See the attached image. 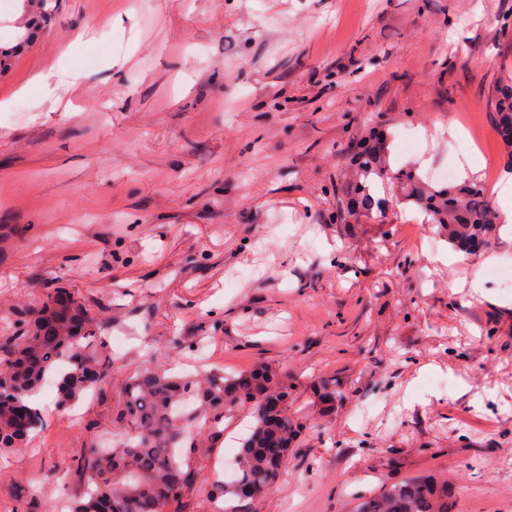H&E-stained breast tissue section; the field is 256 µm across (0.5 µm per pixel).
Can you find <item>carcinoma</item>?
<instances>
[{"label": "carcinoma", "instance_id": "cac0c4a2", "mask_svg": "<svg viewBox=\"0 0 512 512\" xmlns=\"http://www.w3.org/2000/svg\"><path fill=\"white\" fill-rule=\"evenodd\" d=\"M36 6L15 42L0 49L21 52L32 44L50 16L51 0H23ZM512 125V83L499 89L495 128ZM388 134L366 129V145L353 154L352 179L336 184L333 219H359L373 212L412 202L430 224L448 235V242L470 252L488 242L498 224L483 186L463 182L432 186L412 168L393 170L385 156ZM393 187L387 199L373 194L375 180ZM50 289L39 304L18 313L12 334L0 338V451H19L44 427L42 411L31 398L49 373L59 376L57 405L69 408L91 390L112 383V358L101 327L86 304L73 296L56 307ZM288 375L259 365L232 375L174 374L158 366L136 371L122 385L112 419V446L91 445L73 456L74 492L67 512H188L190 500L202 490L209 512H237L234 506L266 493L284 473L289 453L306 422L288 408L269 409L266 399L288 400ZM324 409L336 401V383L325 380L317 393ZM247 409L252 432L237 454L238 475L227 484L213 477L200 456L224 439V420ZM283 444L278 460L267 443ZM353 512H448V482L432 477L391 483L378 495L364 496Z\"/></svg>", "mask_w": 512, "mask_h": 512}]
</instances>
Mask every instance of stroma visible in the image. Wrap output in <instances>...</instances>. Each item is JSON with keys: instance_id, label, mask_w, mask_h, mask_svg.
Listing matches in <instances>:
<instances>
[{"instance_id": "1", "label": "stroma", "mask_w": 512, "mask_h": 512, "mask_svg": "<svg viewBox=\"0 0 512 512\" xmlns=\"http://www.w3.org/2000/svg\"><path fill=\"white\" fill-rule=\"evenodd\" d=\"M0 77V313L63 283L87 300L116 377L147 361L287 371L307 428L246 512H351L430 475L454 512H512V240L451 245L402 203L333 222L365 126L393 168L512 165L493 127L512 77V0H54ZM75 85L25 87L52 69ZM482 277L485 296L467 289ZM183 349H174V341ZM336 382L322 411L315 383ZM0 451V512H52L114 393Z\"/></svg>"}]
</instances>
